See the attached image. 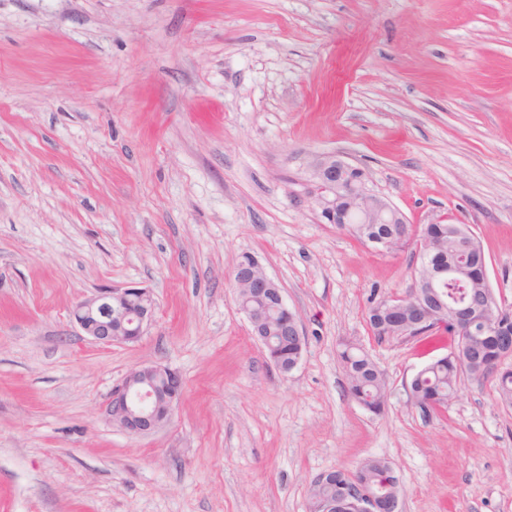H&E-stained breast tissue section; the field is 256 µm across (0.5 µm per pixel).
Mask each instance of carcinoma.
Listing matches in <instances>:
<instances>
[{
    "label": "carcinoma",
    "mask_w": 512,
    "mask_h": 512,
    "mask_svg": "<svg viewBox=\"0 0 512 512\" xmlns=\"http://www.w3.org/2000/svg\"><path fill=\"white\" fill-rule=\"evenodd\" d=\"M362 242H367L370 231L384 232L389 229L396 233L393 245L402 250L415 243L423 248V241L442 248L448 255V263L454 265L456 274L443 276L436 280L434 288L441 302L440 312L429 323L417 326L411 332L410 322L414 320L413 311L402 310L397 306H387L380 301L373 302L368 311V325L377 340L403 337L413 333V337L428 339L444 334L453 337L455 351L439 357L411 380L409 385L413 405L425 417H431L446 408L448 401L456 392L457 383L462 376L480 381L491 379L495 382L503 403L512 404V369L499 367L497 359L502 347L494 340L477 335L485 324L512 331V315L502 316L482 309L485 292L488 291L484 270L487 269L485 251L475 253L461 246L459 237L448 229L446 224H424L420 229L410 224H338ZM240 302L256 309L262 318L261 327L269 344L280 356L283 364L293 368L301 357L305 341L295 336L282 335L285 312L272 304H262L251 299L245 292H239ZM460 305H469L475 309L477 322L472 326L474 335L465 336L452 324L450 309ZM338 357L342 365L349 397L370 413L379 416L385 410L388 384L385 373L371 358L365 348L352 341L340 343ZM336 482L316 484L311 488L310 499H338L339 488L348 471L335 470ZM356 475L377 495L400 492V480L390 462L383 457H369L356 470Z\"/></svg>",
    "instance_id": "carcinoma-1"
}]
</instances>
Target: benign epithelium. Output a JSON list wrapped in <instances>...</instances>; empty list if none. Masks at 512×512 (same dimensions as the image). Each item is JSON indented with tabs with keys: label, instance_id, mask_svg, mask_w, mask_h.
<instances>
[{
	"label": "benign epithelium",
	"instance_id": "benign-epithelium-1",
	"mask_svg": "<svg viewBox=\"0 0 512 512\" xmlns=\"http://www.w3.org/2000/svg\"><path fill=\"white\" fill-rule=\"evenodd\" d=\"M310 198L323 224H350L351 215L360 224H380L369 199L361 168L334 154H319L302 160ZM244 286L252 297L264 300L274 294L286 305L282 290L265 271L246 277ZM155 313L152 295L143 288H109L79 302L72 320L92 340L110 346L114 342L135 343L145 333ZM183 382L178 373L160 364L131 370L112 388L106 413L113 424L129 434H148L170 421L182 398ZM357 501L363 512H399V497L376 504L366 489L358 488Z\"/></svg>",
	"mask_w": 512,
	"mask_h": 512
}]
</instances>
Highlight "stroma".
<instances>
[{
	"label": "stroma",
	"instance_id": "stroma-1",
	"mask_svg": "<svg viewBox=\"0 0 512 512\" xmlns=\"http://www.w3.org/2000/svg\"><path fill=\"white\" fill-rule=\"evenodd\" d=\"M336 153L411 224H464L512 305V0H0V512H307L313 479L387 458L400 512H512V407L409 384L451 339L376 341L412 250L321 223L301 159ZM256 257L306 338L266 360L232 273ZM144 288L135 344L70 316ZM388 381L376 416L338 358ZM183 396L147 435L105 408L132 369ZM339 346L349 397L373 415H381L388 394L385 373L359 343L344 341Z\"/></svg>",
	"mask_w": 512,
	"mask_h": 512
}]
</instances>
